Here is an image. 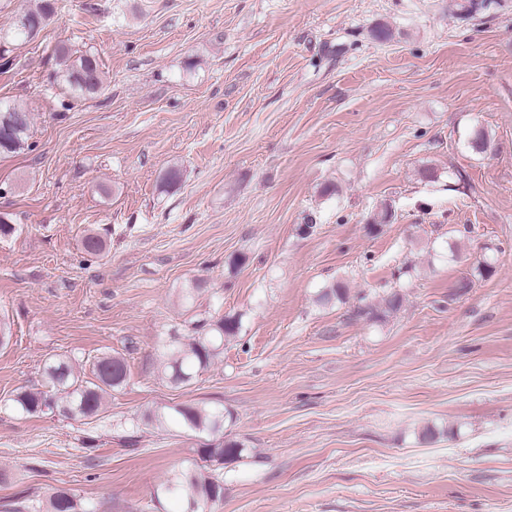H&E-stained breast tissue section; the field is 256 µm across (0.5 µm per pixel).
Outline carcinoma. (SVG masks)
Instances as JSON below:
<instances>
[{
    "label": "carcinoma",
    "mask_w": 512,
    "mask_h": 512,
    "mask_svg": "<svg viewBox=\"0 0 512 512\" xmlns=\"http://www.w3.org/2000/svg\"><path fill=\"white\" fill-rule=\"evenodd\" d=\"M56 15V0H37L35 7L25 11L11 31L0 29V53H8L4 46L20 38H33ZM61 69L56 78L70 90L84 96L102 89L103 81L95 55L86 53L74 57L65 46L57 48ZM31 113L17 104L0 101V157H10L29 148L28 132ZM341 282L322 289L317 296L320 304L345 296ZM402 297L394 292L383 299V308L368 304L357 309V315L369 320L381 319L398 310ZM241 328V318L220 316L208 323V332L202 336H172L163 355L162 370L165 378L174 385L189 383L196 374L208 367L221 353L224 341L236 337ZM43 375L52 394L41 391H24L13 402L22 411L36 414L46 409L58 408L77 419H92L102 408L104 395L125 385L128 377L125 359L119 355H103L93 364L92 380H83L74 372L71 361L59 357L43 365ZM146 418L160 424L172 418L185 430L195 434L218 435L224 430V413L205 406H176L169 411L153 409ZM244 447L237 441L206 443L198 454L206 462L218 465L241 457ZM154 498L170 496L184 506V512H204V509L224 498V479L201 467L191 465L174 472L153 492ZM45 512H84L74 494L59 489L50 496Z\"/></svg>",
    "instance_id": "1"
}]
</instances>
